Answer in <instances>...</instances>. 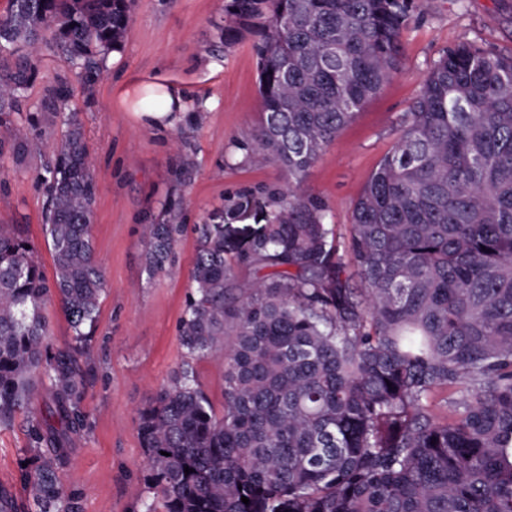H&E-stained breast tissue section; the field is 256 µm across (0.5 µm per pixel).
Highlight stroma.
<instances>
[{"mask_svg":"<svg viewBox=\"0 0 512 512\" xmlns=\"http://www.w3.org/2000/svg\"><path fill=\"white\" fill-rule=\"evenodd\" d=\"M227 3L135 0L125 36L104 55L89 92L45 31L20 110L0 123V224L23 232L45 274H52L53 261L38 177L67 129V112L44 107L54 88L71 91L68 112L81 123L97 184L92 235L106 287L89 333L88 425L67 472L82 512H141L154 497L136 417L184 356L178 323L192 286L197 225H223L224 246L237 253L261 229L273 193L288 185L276 162L258 161L251 151L263 117L255 52L261 32L241 25L225 39V27L233 25ZM461 43L512 52V0H414L402 32V70L308 170L302 188L324 203L341 248L349 246L353 204L396 145L400 118L428 66ZM156 84L180 88L190 106L176 128L143 126L121 102L124 89ZM17 127L37 147L16 151ZM171 213L185 229L172 264L152 276L143 227ZM31 456L27 418L20 415L0 427V489L20 503L27 497L20 468Z\"/></svg>","mask_w":512,"mask_h":512,"instance_id":"obj_1","label":"stroma"}]
</instances>
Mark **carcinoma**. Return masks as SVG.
<instances>
[{
	"label": "carcinoma",
	"instance_id": "carcinoma-1",
	"mask_svg": "<svg viewBox=\"0 0 512 512\" xmlns=\"http://www.w3.org/2000/svg\"><path fill=\"white\" fill-rule=\"evenodd\" d=\"M410 0H229L263 30L254 153L288 173L234 263L201 224L179 323L185 359L139 410L165 512H512V54L443 52L395 148L354 204L346 276L322 202L301 184L325 146L397 73ZM130 0H10L0 16V112L18 106L33 50L56 47L87 88ZM53 279L0 225V425L29 419L24 512H80L68 487L106 279L92 241L97 185L76 114L39 177ZM181 224L146 227L147 269ZM253 280L238 281L234 267ZM58 298L75 345H52ZM224 357V410L193 362ZM193 469L187 474L184 467ZM247 497L246 505L241 497Z\"/></svg>",
	"mask_w": 512,
	"mask_h": 512
}]
</instances>
